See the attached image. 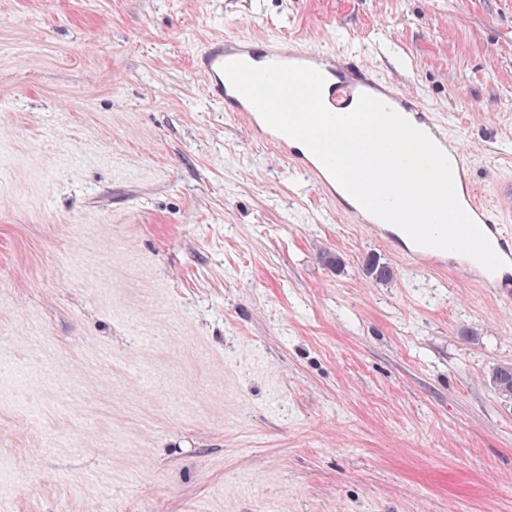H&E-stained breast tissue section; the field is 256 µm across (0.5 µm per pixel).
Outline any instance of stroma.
I'll return each instance as SVG.
<instances>
[{"instance_id": "stroma-1", "label": "stroma", "mask_w": 512, "mask_h": 512, "mask_svg": "<svg viewBox=\"0 0 512 512\" xmlns=\"http://www.w3.org/2000/svg\"><path fill=\"white\" fill-rule=\"evenodd\" d=\"M259 37L512 179V0H0V512H512V304L208 98L196 48ZM492 383L499 395L512 398V363L497 365L492 371Z\"/></svg>"}]
</instances>
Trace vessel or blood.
Returning <instances> with one entry per match:
<instances>
[{"label": "vessel or blood", "instance_id": "obj_1", "mask_svg": "<svg viewBox=\"0 0 512 512\" xmlns=\"http://www.w3.org/2000/svg\"><path fill=\"white\" fill-rule=\"evenodd\" d=\"M256 56L267 64L306 65L317 69L326 79L325 87L334 105L346 106L363 93H380L385 103L420 123L424 132L449 155L451 164L462 168L458 191L466 210L488 235L495 251L506 263L505 269L491 273L470 259L463 264V271L499 298L506 301L512 299V231L505 227L506 216L512 214V184L501 189L495 201L485 200L467 172L469 159L466 152L457 140L449 138L446 127L426 111L418 95L399 88L391 75L371 68L360 60L343 59L331 52L300 49L269 40L227 43L219 39L198 52L194 61L195 69L205 78L211 100L233 113L254 136L276 144L280 156L292 161L295 169L304 171L310 183L326 197L336 198L337 192L333 177L318 158L296 151L289 145L286 135L269 127L254 106L224 82L225 64ZM347 213L354 222L366 225L375 237L401 249L413 264L432 268L447 266V252L417 246L400 229L365 211L351 207Z\"/></svg>", "mask_w": 512, "mask_h": 512}]
</instances>
